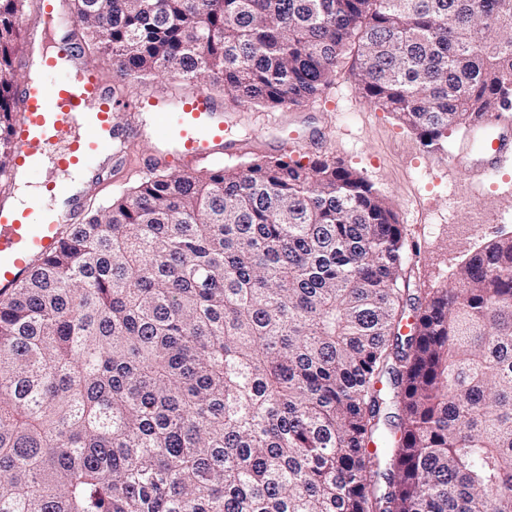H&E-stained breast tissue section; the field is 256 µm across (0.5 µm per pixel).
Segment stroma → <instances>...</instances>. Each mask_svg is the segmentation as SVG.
I'll return each instance as SVG.
<instances>
[{
	"label": "stroma",
	"instance_id": "stroma-1",
	"mask_svg": "<svg viewBox=\"0 0 512 512\" xmlns=\"http://www.w3.org/2000/svg\"><path fill=\"white\" fill-rule=\"evenodd\" d=\"M56 28L72 34L84 49L87 63L113 81L124 95L149 91L156 78H116L111 55L99 52L88 40L75 12L64 9ZM353 54H346L333 84L315 100L294 110L255 109L225 102L235 123L229 133L236 141L235 158L277 156L275 137L316 134L309 156L326 157L357 169L394 204L417 254L409 258L413 281L422 289L443 288L454 280L459 265L497 233L512 232V157L496 174L472 176L448 166L461 137L448 139L444 153L429 152L391 113L361 97ZM154 153L150 143H134L112 161L101 184L89 196L87 212L111 202L119 191L139 183ZM483 231H475V224Z\"/></svg>",
	"mask_w": 512,
	"mask_h": 512
}]
</instances>
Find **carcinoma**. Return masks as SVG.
I'll return each instance as SVG.
<instances>
[{
    "label": "carcinoma",
    "mask_w": 512,
    "mask_h": 512,
    "mask_svg": "<svg viewBox=\"0 0 512 512\" xmlns=\"http://www.w3.org/2000/svg\"><path fill=\"white\" fill-rule=\"evenodd\" d=\"M21 0H0V172ZM117 75L298 107L347 52L430 152L512 105V0H75ZM394 206L290 155L154 169L0 300V512H512V234L411 287Z\"/></svg>",
    "instance_id": "cac0c4a2"
}]
</instances>
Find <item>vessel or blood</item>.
<instances>
[{"label": "vessel or blood", "instance_id": "1", "mask_svg": "<svg viewBox=\"0 0 512 512\" xmlns=\"http://www.w3.org/2000/svg\"><path fill=\"white\" fill-rule=\"evenodd\" d=\"M23 64L40 72L26 76L14 91L12 164L0 178L12 185L19 177H34L45 155L52 159L53 174L44 181L49 202L19 212L8 196L0 197V298L11 296L60 248L80 222L86 194L117 151L147 136L161 159L195 167L217 162L230 146L224 134L231 120L205 89L187 95L159 89L146 98H116L66 38L49 55L28 40ZM128 111L149 113L150 124L116 121V113ZM462 153L472 155L484 173L497 172L512 155V116L494 112L477 120Z\"/></svg>", "mask_w": 512, "mask_h": 512}]
</instances>
